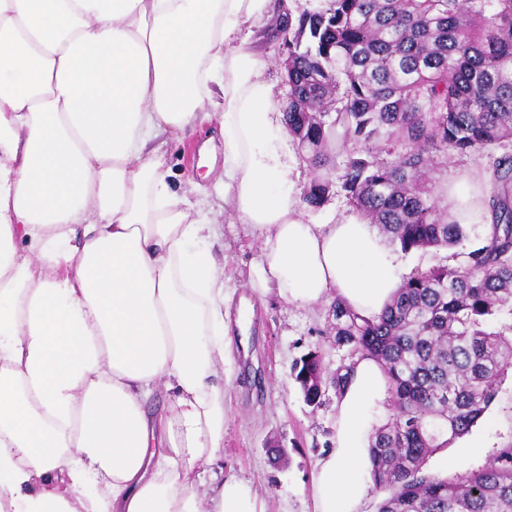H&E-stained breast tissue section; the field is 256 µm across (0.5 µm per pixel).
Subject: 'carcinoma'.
Masks as SVG:
<instances>
[{
  "instance_id": "cac0c4a2",
  "label": "carcinoma",
  "mask_w": 512,
  "mask_h": 512,
  "mask_svg": "<svg viewBox=\"0 0 512 512\" xmlns=\"http://www.w3.org/2000/svg\"><path fill=\"white\" fill-rule=\"evenodd\" d=\"M268 29L288 85L284 123L312 170L302 202L316 210L328 199L336 148L347 199L392 245L464 241L467 225L439 208L435 173L450 153L512 142V0H320L299 14L278 0ZM487 207L491 232L465 266L416 270L371 318L331 305V345L346 354L336 394L359 359L388 382L393 413L369 440L373 480L389 490L378 512H512V442L454 480L422 473L427 457L471 433L512 366V338L490 329L512 317V154L494 160ZM324 376L319 350L291 369L312 407Z\"/></svg>"
}]
</instances>
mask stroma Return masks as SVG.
<instances>
[{"label":"stroma","mask_w":512,"mask_h":512,"mask_svg":"<svg viewBox=\"0 0 512 512\" xmlns=\"http://www.w3.org/2000/svg\"><path fill=\"white\" fill-rule=\"evenodd\" d=\"M151 145L165 153L168 181L183 208L204 211L216 223L213 253L230 290L229 312L248 315L245 324L231 329L229 359L217 379L224 390V446L212 463L198 468L199 480L207 488L223 478L246 483L259 512H315L317 464L334 448L336 391L326 385L320 406H307L290 372L296 359L314 349L322 351L327 372L338 366L341 354L326 338L330 303L296 305L276 291L261 294L252 288L263 240L235 223L224 202V142L216 120H198L178 138L158 134ZM436 180L447 189L441 206L449 219L467 215L469 238L435 253L398 254L401 277L440 261L465 265L467 253L486 234L484 203L493 188L492 158L449 155ZM498 385L497 398L471 433L430 455L425 473L459 477L487 465L498 448L512 443V368ZM273 441L287 449L285 461H273ZM475 443L481 444V453L471 452Z\"/></svg>","instance_id":"1"}]
</instances>
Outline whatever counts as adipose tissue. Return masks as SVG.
<instances>
[{
    "mask_svg": "<svg viewBox=\"0 0 512 512\" xmlns=\"http://www.w3.org/2000/svg\"><path fill=\"white\" fill-rule=\"evenodd\" d=\"M272 0H0V503L13 512H201L224 445L227 290L213 225L166 182L160 131L224 70V196L264 240L252 283L381 312L398 262L375 225L307 223L266 61L241 36ZM174 398L153 420L157 386ZM380 366L357 361L318 464L316 512H362Z\"/></svg>",
    "mask_w": 512,
    "mask_h": 512,
    "instance_id": "obj_1",
    "label": "adipose tissue"
}]
</instances>
